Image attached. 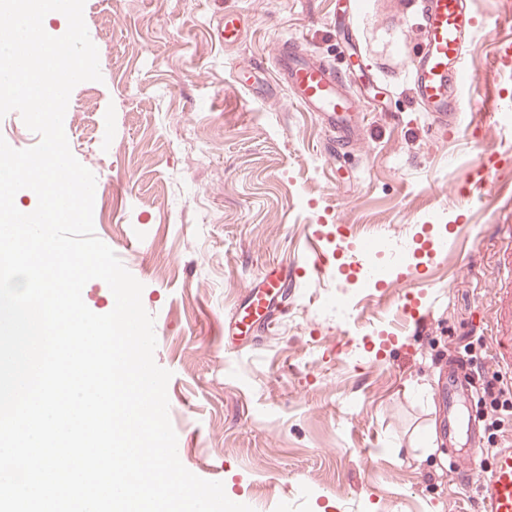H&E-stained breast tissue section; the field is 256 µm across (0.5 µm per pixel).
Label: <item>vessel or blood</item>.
Returning a JSON list of instances; mask_svg holds the SVG:
<instances>
[{"mask_svg": "<svg viewBox=\"0 0 512 512\" xmlns=\"http://www.w3.org/2000/svg\"><path fill=\"white\" fill-rule=\"evenodd\" d=\"M416 7L421 40L411 60L412 91L430 112L435 128L445 133L461 127L466 119L463 94L474 83L476 70L466 64L465 49L476 29V16L469 0H416ZM274 58L276 72L296 103L322 120L337 148L359 138L358 103L330 67L314 63L293 43L277 46ZM330 270V255L321 240H314L307 273L322 278ZM287 282V271L264 273L256 285L245 289L240 308L228 323L229 329H238L249 319L258 322L272 318ZM464 395L458 377L449 375L439 398L452 437L466 425L459 412ZM477 496L480 512H512V448L493 453L489 467L477 476Z\"/></svg>", "mask_w": 512, "mask_h": 512, "instance_id": "obj_1", "label": "vessel or blood"}]
</instances>
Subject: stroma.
Listing matches in <instances>:
<instances>
[{
	"instance_id": "obj_1",
	"label": "stroma",
	"mask_w": 512,
	"mask_h": 512,
	"mask_svg": "<svg viewBox=\"0 0 512 512\" xmlns=\"http://www.w3.org/2000/svg\"><path fill=\"white\" fill-rule=\"evenodd\" d=\"M414 2L85 0L102 79L91 109L73 89L64 129L103 181L95 233L144 286L181 463L254 512H477L448 450L512 441L489 407L465 404L475 433L445 442L439 406L464 337L496 376L490 327L512 293V69L496 62L512 0H472L475 120L447 136L411 91ZM228 13L245 26L232 45ZM289 41L359 103L361 142L338 159L316 115L274 82ZM254 65L260 94L245 83ZM491 150L497 170L462 206L459 185ZM454 224V246L418 248ZM315 232L361 267L366 235L407 255L377 287L359 273L300 276L279 321L226 344L242 290L275 263L305 262Z\"/></svg>"
}]
</instances>
